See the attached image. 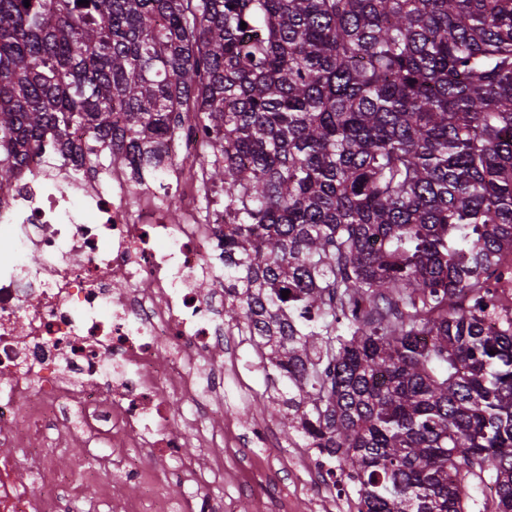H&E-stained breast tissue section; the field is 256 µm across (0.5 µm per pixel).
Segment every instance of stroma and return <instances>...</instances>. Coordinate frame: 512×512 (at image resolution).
I'll return each mask as SVG.
<instances>
[{
    "label": "stroma",
    "mask_w": 512,
    "mask_h": 512,
    "mask_svg": "<svg viewBox=\"0 0 512 512\" xmlns=\"http://www.w3.org/2000/svg\"><path fill=\"white\" fill-rule=\"evenodd\" d=\"M266 373L252 345L224 357V393L227 415L217 443L224 446L226 467L265 480L256 495L227 483L214 487L210 506L214 512H357V488L346 483L345 494L330 501L320 476L309 465L304 448L287 444L281 434L276 405L264 402ZM262 425L269 445L257 447L252 429Z\"/></svg>",
    "instance_id": "35a3bbf8"
}]
</instances>
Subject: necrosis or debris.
<instances>
[{"mask_svg":"<svg viewBox=\"0 0 512 512\" xmlns=\"http://www.w3.org/2000/svg\"><path fill=\"white\" fill-rule=\"evenodd\" d=\"M209 192L184 164L138 186L130 169L45 152L0 193V512H62L60 492L88 483L113 512H185L165 493L174 477L207 503L224 451L204 470L184 448L224 387V205L201 210ZM171 400L195 418L176 420ZM47 428L57 438L34 447ZM89 437L106 453L53 470ZM119 477L139 499L113 498Z\"/></svg>","mask_w":512,"mask_h":512,"instance_id":"obj_1","label":"necrosis or debris"}]
</instances>
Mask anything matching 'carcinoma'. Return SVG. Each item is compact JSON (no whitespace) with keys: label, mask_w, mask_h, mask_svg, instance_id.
Instances as JSON below:
<instances>
[{"label":"carcinoma","mask_w":512,"mask_h":512,"mask_svg":"<svg viewBox=\"0 0 512 512\" xmlns=\"http://www.w3.org/2000/svg\"><path fill=\"white\" fill-rule=\"evenodd\" d=\"M193 125L286 440L358 512H512V0H0V190L75 129L140 184ZM484 481L480 482L478 478L473 479L470 490V498L467 501L468 512H494V496L485 495L488 477H484Z\"/></svg>","instance_id":"1"}]
</instances>
